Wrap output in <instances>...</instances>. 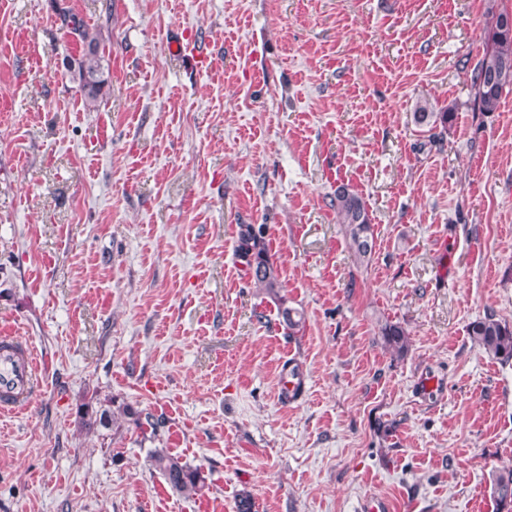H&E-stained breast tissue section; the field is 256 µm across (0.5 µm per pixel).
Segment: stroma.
Masks as SVG:
<instances>
[{
	"instance_id": "35a3bbf8",
	"label": "stroma",
	"mask_w": 512,
	"mask_h": 512,
	"mask_svg": "<svg viewBox=\"0 0 512 512\" xmlns=\"http://www.w3.org/2000/svg\"><path fill=\"white\" fill-rule=\"evenodd\" d=\"M501 9L0 0V334L42 366L30 409L0 417V512H512L490 489L512 469V361L469 335L512 325V91L478 112L471 90ZM65 13L105 55L93 109ZM177 34L195 54H170ZM424 101L451 122L416 124ZM342 183L374 224L364 265ZM246 224L298 334L237 255ZM295 367L305 394L279 405ZM91 396L136 420L85 430ZM155 448L203 491L172 490ZM331 206L336 209L339 224L360 263H368L375 249L374 225L366 201L349 185H339ZM385 346L390 349L393 354L402 356L408 350V338L405 329L397 324L387 322L381 328ZM150 466L159 471L167 484L177 493L191 497L204 486L205 478L200 468L183 462L180 456L165 448H155L148 456Z\"/></svg>"
}]
</instances>
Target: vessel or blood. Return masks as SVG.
I'll return each mask as SVG.
<instances>
[{
  "label": "vessel or blood",
  "instance_id": "b4317fda",
  "mask_svg": "<svg viewBox=\"0 0 512 512\" xmlns=\"http://www.w3.org/2000/svg\"><path fill=\"white\" fill-rule=\"evenodd\" d=\"M37 368L33 353L18 337L0 338V409L11 411L28 404L35 394ZM304 392L302 376H281L276 397L279 403L294 404Z\"/></svg>",
  "mask_w": 512,
  "mask_h": 512
}]
</instances>
